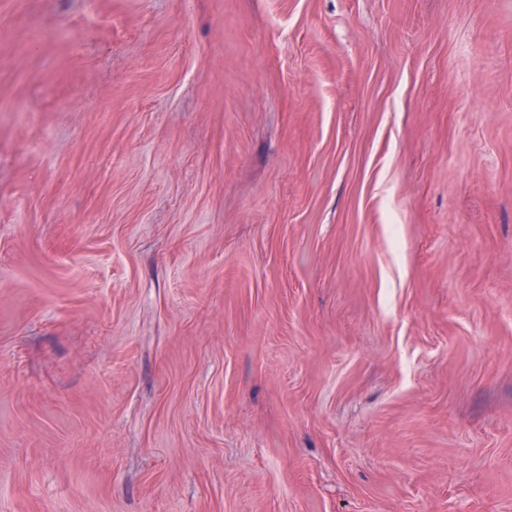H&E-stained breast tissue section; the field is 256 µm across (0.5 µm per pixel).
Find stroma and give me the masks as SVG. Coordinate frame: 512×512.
<instances>
[{
  "label": "stroma",
  "instance_id": "35a3bbf8",
  "mask_svg": "<svg viewBox=\"0 0 512 512\" xmlns=\"http://www.w3.org/2000/svg\"><path fill=\"white\" fill-rule=\"evenodd\" d=\"M0 512H512V0H0Z\"/></svg>",
  "mask_w": 512,
  "mask_h": 512
}]
</instances>
